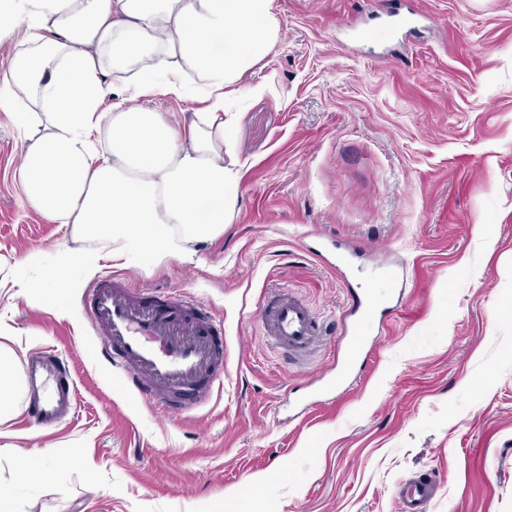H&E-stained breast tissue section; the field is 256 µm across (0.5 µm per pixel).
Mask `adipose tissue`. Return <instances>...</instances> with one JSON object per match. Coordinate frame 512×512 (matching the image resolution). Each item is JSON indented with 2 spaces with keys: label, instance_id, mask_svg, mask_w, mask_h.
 I'll return each mask as SVG.
<instances>
[{
  "label": "adipose tissue",
  "instance_id": "obj_1",
  "mask_svg": "<svg viewBox=\"0 0 512 512\" xmlns=\"http://www.w3.org/2000/svg\"><path fill=\"white\" fill-rule=\"evenodd\" d=\"M28 2L24 15L0 0V32L26 26L31 43L0 84V112L30 131L16 174L29 205L130 261L187 257L222 236L241 181L228 154L240 103L234 86L279 39L274 0ZM112 70L129 74L128 97L194 93L206 107L175 127L118 100L102 121ZM19 88L37 111L19 107ZM98 260L60 247L47 275L23 291L48 294L67 313L73 271L91 274Z\"/></svg>",
  "mask_w": 512,
  "mask_h": 512
}]
</instances>
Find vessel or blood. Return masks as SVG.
<instances>
[{"instance_id": "b4317fda", "label": "vessel or blood", "mask_w": 512, "mask_h": 512, "mask_svg": "<svg viewBox=\"0 0 512 512\" xmlns=\"http://www.w3.org/2000/svg\"><path fill=\"white\" fill-rule=\"evenodd\" d=\"M84 312L103 358L118 369L123 386L158 412L196 409L224 376V327L213 322L198 300L168 290L134 288L105 275L89 288ZM258 320L272 345L293 362L322 341L316 311L288 289L266 291ZM364 349L360 330L352 329L341 375L365 361ZM26 372L25 404L36 424L53 425L76 409L77 385L61 357L33 358ZM438 488L429 474L401 482V512H426Z\"/></svg>"}]
</instances>
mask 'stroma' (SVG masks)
I'll return each mask as SVG.
<instances>
[{
	"mask_svg": "<svg viewBox=\"0 0 512 512\" xmlns=\"http://www.w3.org/2000/svg\"><path fill=\"white\" fill-rule=\"evenodd\" d=\"M416 29L395 39L389 14ZM281 36L247 71L231 148L240 204L192 258L107 257L96 275L203 301L227 335L202 407L161 416L115 386L80 278L72 313L19 285L73 225L27 202L14 174L28 135L0 112V348L50 351L79 390L73 416L0 415V485L13 512H399L430 473L427 512H512V0H275ZM294 288L327 339L369 295L371 356L346 391L314 399L341 349L307 369L262 335L266 288ZM49 448L53 484L16 482L11 449ZM439 488L437 479L431 474H423L401 482L397 496L401 512H426V506L436 495Z\"/></svg>",
	"mask_w": 512,
	"mask_h": 512,
	"instance_id": "1",
	"label": "stroma"
}]
</instances>
